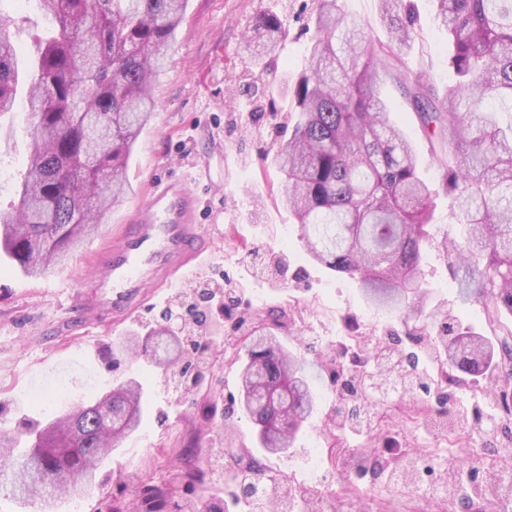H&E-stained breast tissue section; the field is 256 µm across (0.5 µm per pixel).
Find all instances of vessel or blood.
I'll return each instance as SVG.
<instances>
[{"mask_svg": "<svg viewBox=\"0 0 512 512\" xmlns=\"http://www.w3.org/2000/svg\"><path fill=\"white\" fill-rule=\"evenodd\" d=\"M207 228L199 201L181 178L157 181L128 224L97 256L81 295L83 308L106 323L140 309L150 288L186 280L204 262Z\"/></svg>", "mask_w": 512, "mask_h": 512, "instance_id": "vessel-or-blood-1", "label": "vessel or blood"}]
</instances>
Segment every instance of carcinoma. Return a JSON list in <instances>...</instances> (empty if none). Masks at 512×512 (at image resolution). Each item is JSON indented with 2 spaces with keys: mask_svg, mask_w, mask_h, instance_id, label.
Here are the masks:
<instances>
[{
  "mask_svg": "<svg viewBox=\"0 0 512 512\" xmlns=\"http://www.w3.org/2000/svg\"><path fill=\"white\" fill-rule=\"evenodd\" d=\"M51 26L38 36L27 60L28 156L17 200L0 207V253L25 275L40 277L98 232L103 215L129 188L127 160L155 108L154 79L165 63L182 22L187 0H37ZM309 67L291 87L295 112L288 138L277 145L275 162L286 177L283 201L299 224L308 255L344 273L362 288L366 300L388 310L422 308L420 280L424 249L434 245L455 256L463 300L488 303L491 338L462 319H434L419 335L437 356L439 373L426 377L415 356L386 346L395 363L389 379L400 392L441 396L462 379L496 368L512 376V0H433L435 18L448 34L453 81L443 92L426 87L405 72L397 76L422 128L438 129L448 160L443 162L444 192L453 218L467 235L452 242L431 233L439 190L418 174L411 141L391 117L381 95V68H397V51L416 35L411 0H380L388 41L365 35L363 25L338 5L318 0ZM283 21L261 14L242 39L252 57L271 54ZM21 58L10 24L0 23V113L13 111ZM508 115L502 122L501 116ZM212 292L179 295L160 312L152 334L141 336L117 354H134L165 374L183 391L202 390L207 420L216 417L209 385L207 353L211 330L222 327L235 306L224 292V308L214 315ZM185 308L182 338L168 339L173 309ZM284 314L258 310L244 335L241 400L257 426V439L269 455L288 453L316 405L305 361L285 351L277 339ZM353 360L337 374L339 390L354 407L344 424L359 428L365 409L383 413L385 401L368 391L382 384L376 367L385 350L354 343ZM512 419V388L491 384ZM144 386L134 377L112 385L94 404H77L47 423L21 419L0 430V489L26 504L40 502L53 512L57 501L90 492L114 448L136 432L143 414ZM232 415L222 414L224 447L238 445ZM366 471H388L403 489L418 483L420 467L407 458L399 466L368 459ZM466 486L445 489L462 512L499 510L512 497V454L497 463L473 467ZM245 476L221 460L184 473L190 497L175 499L159 486L143 489L142 512H229L245 500L249 512H266L268 502L254 497L264 481L279 512H295L301 495L277 474L249 461ZM226 474L236 484L233 501L223 503L209 485Z\"/></svg>",
  "mask_w": 512,
  "mask_h": 512,
  "instance_id": "obj_1",
  "label": "carcinoma"
}]
</instances>
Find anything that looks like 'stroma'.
<instances>
[{"label":"stroma","instance_id":"stroma-1","mask_svg":"<svg viewBox=\"0 0 512 512\" xmlns=\"http://www.w3.org/2000/svg\"><path fill=\"white\" fill-rule=\"evenodd\" d=\"M415 2L420 13L418 38L401 58L405 69L441 90L451 79L448 38L439 30L429 0ZM317 7L318 0H188L168 66L154 85L155 115L127 161V193L66 266L30 278L11 261L0 260V427L13 428L24 417L48 419L68 410L74 399L94 402L118 378L139 377L145 382L142 423L114 453L101 485L83 496L82 512H111L113 503H136L145 486L164 484L172 475L206 466L224 453L215 426L205 420L201 405L191 396L169 387L146 363L111 366L106 352L107 347L145 335L160 311L182 293V286L157 291L146 307L109 327L84 318L72 300L83 289L94 255L128 223L156 177H184L200 198L206 224L214 228L211 257L192 276L191 287L220 293L228 286H246L249 298L239 304V318H250L256 308H283L289 348H300L304 336L320 337L335 349L345 347L357 328L372 339L396 335L408 344L422 315L459 316L480 332L489 330L484 305L463 301L455 268L437 248H427L422 262L428 297L418 315L371 306L348 275L305 254L298 226L281 201L285 176L274 162V147L288 134L290 87L307 64ZM265 11L279 13L284 30L275 54L254 65L241 55L239 44L248 23ZM1 19L14 27L21 56L29 57L34 33L46 25L34 0H0ZM382 91L412 142L421 177L439 184L441 168L408 97L392 78ZM27 144L24 109L0 114L2 204L13 198L12 185L25 168ZM253 250L286 266L279 281L254 276L246 260ZM240 345V338L234 337L213 344L210 351V380L222 408L232 406L238 395ZM307 372L316 392V410L293 447L280 457L263 454L253 423L244 417L237 422V433L246 454L260 458L262 465L300 490L324 474L327 481L316 492L322 512H338L347 485L360 490L357 512H454L447 499L434 495V478L422 477L415 494L401 495L386 475L360 474L347 468L346 459L366 451L393 458L411 451L430 459L436 469H460L468 451L484 450L485 430L501 423L494 393L482 384L448 391L445 406L467 409L480 419L481 430L443 439L423 425L405 422V415L416 410L431 415L442 406L414 392L393 401L374 436L349 434L337 446L330 434L337 401L332 374L313 353L307 357ZM89 374L97 385L88 393L84 379ZM51 375L65 379L72 399L49 405L29 401L28 392ZM316 453L321 456L317 471L310 466Z\"/></svg>","mask_w":512,"mask_h":512}]
</instances>
